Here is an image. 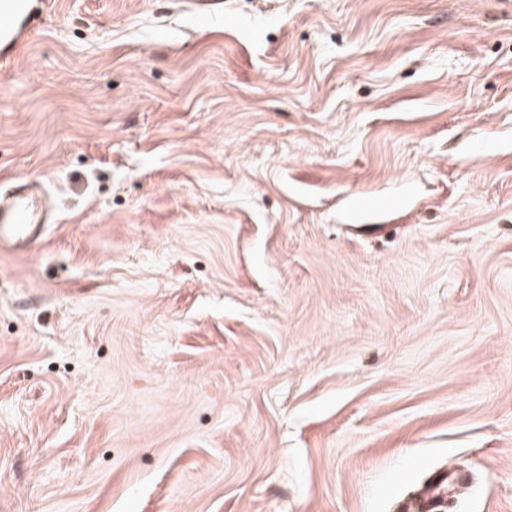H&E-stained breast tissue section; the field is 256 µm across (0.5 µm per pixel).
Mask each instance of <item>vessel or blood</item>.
Returning <instances> with one entry per match:
<instances>
[{
    "instance_id": "b4317fda",
    "label": "vessel or blood",
    "mask_w": 512,
    "mask_h": 512,
    "mask_svg": "<svg viewBox=\"0 0 512 512\" xmlns=\"http://www.w3.org/2000/svg\"><path fill=\"white\" fill-rule=\"evenodd\" d=\"M34 12L29 0H8L0 9V49L10 50L31 32ZM39 184L24 182L0 198V244H33L40 236L44 220L39 205Z\"/></svg>"
}]
</instances>
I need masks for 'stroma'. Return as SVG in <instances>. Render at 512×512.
<instances>
[{"label": "stroma", "mask_w": 512, "mask_h": 512, "mask_svg": "<svg viewBox=\"0 0 512 512\" xmlns=\"http://www.w3.org/2000/svg\"><path fill=\"white\" fill-rule=\"evenodd\" d=\"M21 178L0 512H512V0H53ZM39 183L26 181L0 198V244L29 246L45 222L39 205Z\"/></svg>", "instance_id": "stroma-1"}]
</instances>
